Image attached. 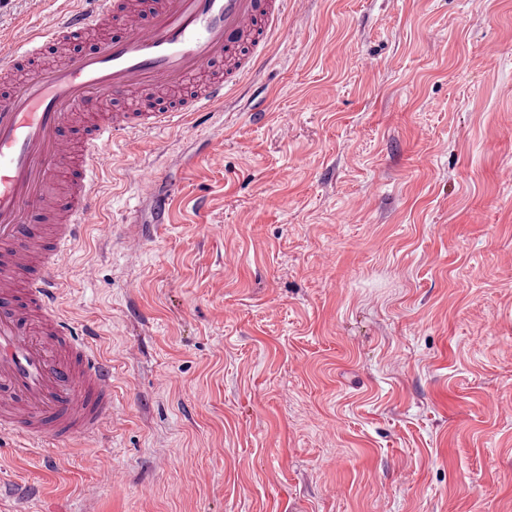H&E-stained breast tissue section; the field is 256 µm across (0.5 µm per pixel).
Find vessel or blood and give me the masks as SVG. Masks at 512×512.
<instances>
[{
	"label": "vessel or blood",
	"instance_id": "obj_1",
	"mask_svg": "<svg viewBox=\"0 0 512 512\" xmlns=\"http://www.w3.org/2000/svg\"><path fill=\"white\" fill-rule=\"evenodd\" d=\"M288 0H70L0 51V437L49 449L102 433L112 361L57 306L56 274L99 223L96 178L135 132L223 112L286 28ZM117 32L83 47L91 34ZM129 101L106 109L111 97ZM131 250L143 237L119 230Z\"/></svg>",
	"mask_w": 512,
	"mask_h": 512
}]
</instances>
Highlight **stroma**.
I'll use <instances>...</instances> for the list:
<instances>
[{
  "label": "stroma",
  "mask_w": 512,
  "mask_h": 512,
  "mask_svg": "<svg viewBox=\"0 0 512 512\" xmlns=\"http://www.w3.org/2000/svg\"><path fill=\"white\" fill-rule=\"evenodd\" d=\"M290 2L223 132L101 172L145 244L88 229L60 307L120 415L60 471L1 444L0 512H512V0ZM62 5L0 0V47Z\"/></svg>",
  "instance_id": "obj_1"
}]
</instances>
